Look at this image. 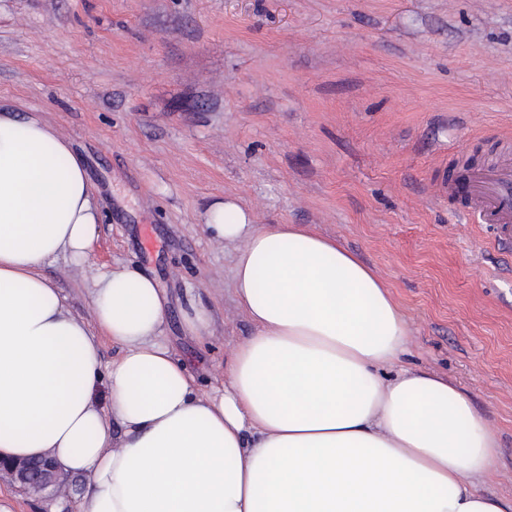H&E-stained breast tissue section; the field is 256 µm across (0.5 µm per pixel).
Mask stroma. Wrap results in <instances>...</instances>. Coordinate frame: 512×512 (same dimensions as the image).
<instances>
[{
  "label": "stroma",
  "instance_id": "stroma-1",
  "mask_svg": "<svg viewBox=\"0 0 512 512\" xmlns=\"http://www.w3.org/2000/svg\"><path fill=\"white\" fill-rule=\"evenodd\" d=\"M0 106L55 127L94 184L86 262L43 269L72 315L90 319L97 272L143 271L164 342L211 392L253 328L208 207L305 225L390 286L403 365L470 397L500 442L490 489L512 493V258L437 192L467 159L512 158V0H0ZM85 488L0 475V504L76 512Z\"/></svg>",
  "mask_w": 512,
  "mask_h": 512
}]
</instances>
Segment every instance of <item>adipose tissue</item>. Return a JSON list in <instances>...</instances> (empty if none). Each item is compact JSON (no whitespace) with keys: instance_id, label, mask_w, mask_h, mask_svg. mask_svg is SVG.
Returning a JSON list of instances; mask_svg holds the SVG:
<instances>
[{"instance_id":"obj_1","label":"adipose tissue","mask_w":512,"mask_h":512,"mask_svg":"<svg viewBox=\"0 0 512 512\" xmlns=\"http://www.w3.org/2000/svg\"><path fill=\"white\" fill-rule=\"evenodd\" d=\"M99 222L65 137L0 113V454L85 476L79 512H512L487 489L496 435L466 393L402 366L400 305L336 240L211 206L253 332L204 395L160 340L153 278L99 274L88 324L44 275L85 262Z\"/></svg>"}]
</instances>
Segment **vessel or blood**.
I'll return each instance as SVG.
<instances>
[{
	"label": "vessel or blood",
	"mask_w": 512,
	"mask_h": 512,
	"mask_svg": "<svg viewBox=\"0 0 512 512\" xmlns=\"http://www.w3.org/2000/svg\"><path fill=\"white\" fill-rule=\"evenodd\" d=\"M462 211L491 225L495 243L512 240V162L469 170L464 176Z\"/></svg>",
	"instance_id": "vessel-or-blood-1"
}]
</instances>
